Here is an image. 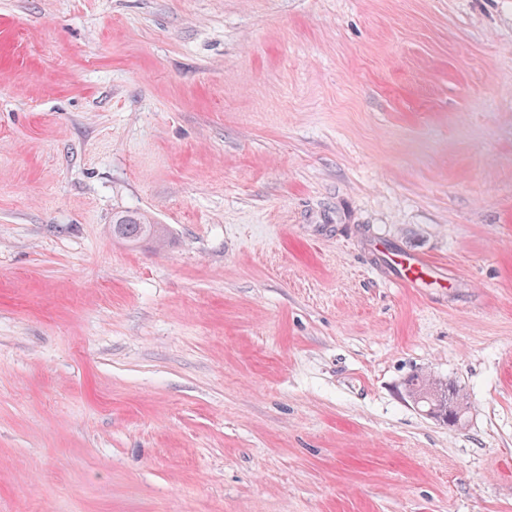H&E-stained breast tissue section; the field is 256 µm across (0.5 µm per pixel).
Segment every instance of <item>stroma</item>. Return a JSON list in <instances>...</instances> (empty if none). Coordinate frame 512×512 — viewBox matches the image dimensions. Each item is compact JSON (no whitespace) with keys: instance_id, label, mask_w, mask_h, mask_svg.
<instances>
[{"instance_id":"35a3bbf8","label":"stroma","mask_w":512,"mask_h":512,"mask_svg":"<svg viewBox=\"0 0 512 512\" xmlns=\"http://www.w3.org/2000/svg\"><path fill=\"white\" fill-rule=\"evenodd\" d=\"M0 512H512V0H0ZM112 235L131 245L143 241L158 243L165 240L167 228L163 224H155L142 213H127L113 216ZM386 256V264L389 270L395 273V280L408 287H414L424 278L439 276V272L433 268L431 262L421 255L393 251L387 252ZM409 388L411 393L425 399L419 403L427 409L432 407L434 415L448 424V428L461 424L465 407L457 386L417 374L411 378Z\"/></svg>"}]
</instances>
